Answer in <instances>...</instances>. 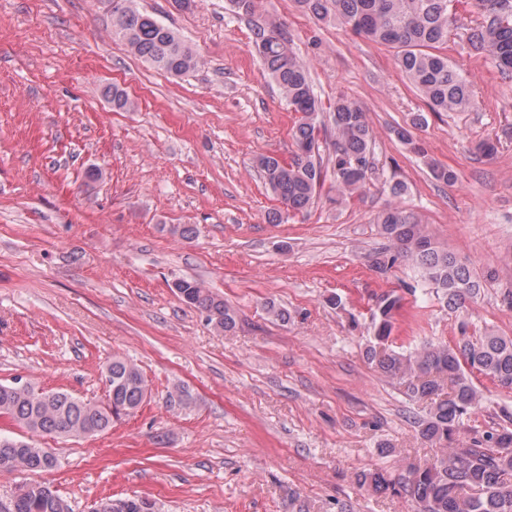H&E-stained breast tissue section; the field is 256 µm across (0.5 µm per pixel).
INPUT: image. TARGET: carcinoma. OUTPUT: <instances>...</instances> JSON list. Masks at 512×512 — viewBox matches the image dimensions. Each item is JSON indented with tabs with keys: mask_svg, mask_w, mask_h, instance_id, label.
<instances>
[{
	"mask_svg": "<svg viewBox=\"0 0 512 512\" xmlns=\"http://www.w3.org/2000/svg\"><path fill=\"white\" fill-rule=\"evenodd\" d=\"M229 10L251 25L253 46L266 74L278 85L288 110L296 114L292 128L295 150L289 159L261 154L256 159L266 188L285 212L300 214L316 202L326 178L333 180L336 202L362 194L376 173L373 130L367 113L344 96L329 105L328 119L315 94L309 65L293 49L284 20L259 13V0H227ZM301 10L318 21L333 19L353 34L397 50L401 71L426 101L430 112H466L474 92L465 75L448 59V34L461 31L470 53L494 64L504 81H512V0H477L476 23L464 22L461 0H296ZM112 32L130 52L154 68L173 76L195 71L202 59L174 30L139 7L138 0H109ZM112 108L130 106L124 90L106 89ZM428 123L423 112L393 129L398 141L413 143L412 131ZM432 178L451 186L454 169L432 164ZM396 201L377 216L383 247L370 256L371 267L385 273L408 264L442 294L452 310L466 307L482 288L475 274L455 254L437 248L419 216L399 198L403 181L390 177ZM174 288L189 306L206 314L215 329L236 328L235 310L200 281L178 279ZM403 297L392 290L376 297L372 313L373 336L366 357L384 376L397 381L415 401H427L424 415L414 418L420 436L440 448L424 461L396 472L362 471L361 486L376 493L390 492L416 505V512H512V413L502 409L499 422L478 429L465 424L481 395L472 375L479 373L502 388L512 389V337L486 333L468 335L460 322L454 346L423 341L396 350L389 344ZM107 399L96 403L66 391H43L27 384H0V419L29 433L80 438L107 432L133 416L144 403L148 386L139 368L113 358L102 371ZM57 452L31 440L0 434V470L15 468L51 471ZM146 500H126L116 510L105 501L96 512H150ZM3 512H71L68 503L46 484L17 488L11 507Z\"/></svg>",
	"mask_w": 512,
	"mask_h": 512,
	"instance_id": "cac0c4a2",
	"label": "carcinoma"
}]
</instances>
